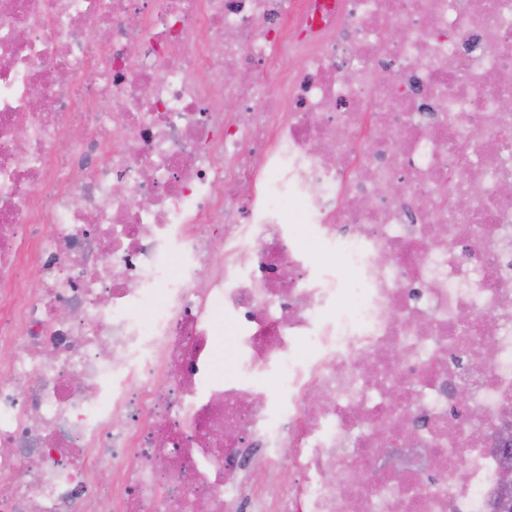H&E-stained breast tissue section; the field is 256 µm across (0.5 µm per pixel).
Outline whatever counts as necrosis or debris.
<instances>
[{
    "label": "necrosis or debris",
    "instance_id": "obj_1",
    "mask_svg": "<svg viewBox=\"0 0 512 512\" xmlns=\"http://www.w3.org/2000/svg\"><path fill=\"white\" fill-rule=\"evenodd\" d=\"M510 97L512 0H0V512H493Z\"/></svg>",
    "mask_w": 512,
    "mask_h": 512
}]
</instances>
